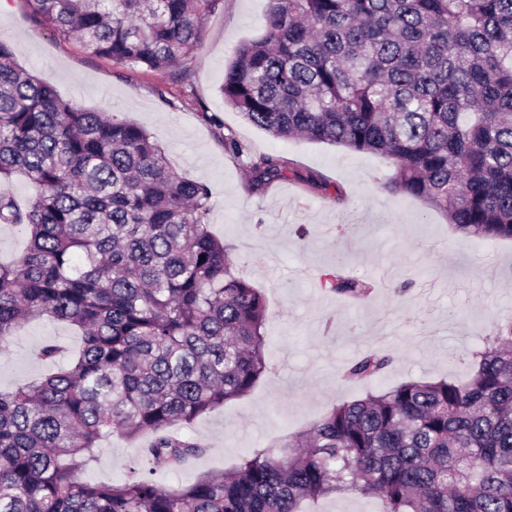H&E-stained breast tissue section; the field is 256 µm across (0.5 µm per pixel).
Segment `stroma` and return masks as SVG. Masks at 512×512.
<instances>
[{
	"mask_svg": "<svg viewBox=\"0 0 512 512\" xmlns=\"http://www.w3.org/2000/svg\"><path fill=\"white\" fill-rule=\"evenodd\" d=\"M269 0H220L208 16L202 47L179 71H153L86 51L76 40L37 24L25 0H6L0 40L20 64L64 99L133 120L166 151L176 170L210 191L207 222L232 248L236 273L264 290L270 370L247 396L186 428L207 452L180 470L157 475L181 486L233 468L254 450L306 429L334 405L366 390L411 379L468 376L463 359L512 319V240L457 231L420 199L394 195L383 183L393 167L369 153L276 139L225 106L219 93L236 48L263 33ZM220 113L224 129L251 154L290 159L294 179L247 190L243 161L225 154L202 109ZM322 176L311 189L302 178ZM344 253L349 271L374 285L357 304L336 300L318 283ZM78 349L77 328L48 318L27 322L0 343V389L48 373L43 345ZM368 349L394 360L369 387L341 381L343 367ZM147 437L115 432L95 462L77 468L81 482H118L141 460Z\"/></svg>",
	"mask_w": 512,
	"mask_h": 512,
	"instance_id": "35a3bbf8",
	"label": "stroma"
}]
</instances>
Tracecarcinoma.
I'll list each match as a JSON object with an SVG mask.
<instances>
[{
  "label": "carcinoma",
  "mask_w": 512,
  "mask_h": 512,
  "mask_svg": "<svg viewBox=\"0 0 512 512\" xmlns=\"http://www.w3.org/2000/svg\"><path fill=\"white\" fill-rule=\"evenodd\" d=\"M220 0H27L33 19L92 54L167 71L202 46ZM265 33L224 70V104L275 138L375 153L385 187L440 210L456 231L512 239V0H269ZM224 153L245 147L215 112ZM247 188L289 179L252 155ZM0 224L29 247L0 264V342L51 318L82 332L56 371L0 391V512H302L357 491L382 512H512V322L471 355L466 381H407L334 406L305 432L229 473L166 487L152 475L205 446L174 431L250 392L270 370L264 292L234 272L206 223L210 193L137 123L81 108L17 64L0 40ZM337 298L373 285L338 263ZM370 349L341 372L382 376ZM151 435L145 474L84 483L102 438ZM0 188L13 195L22 208L28 204L36 193L34 185L22 175H16L9 183H2Z\"/></svg>",
  "instance_id": "1"
}]
</instances>
